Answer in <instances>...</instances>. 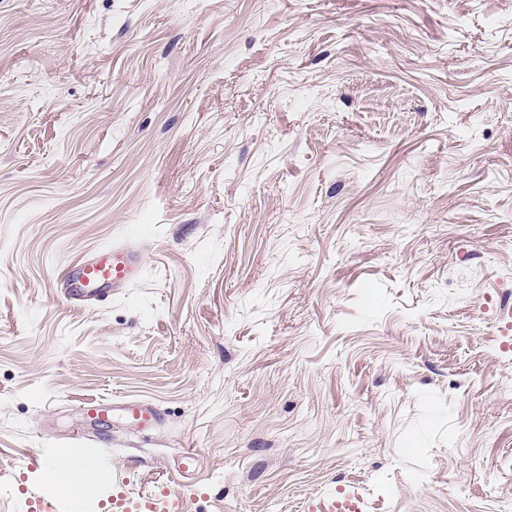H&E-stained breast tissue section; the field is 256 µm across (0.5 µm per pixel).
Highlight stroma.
I'll return each instance as SVG.
<instances>
[{"label": "stroma", "mask_w": 512, "mask_h": 512, "mask_svg": "<svg viewBox=\"0 0 512 512\" xmlns=\"http://www.w3.org/2000/svg\"><path fill=\"white\" fill-rule=\"evenodd\" d=\"M511 299L512 0H0V512H512ZM141 256L128 246L104 247L96 255L60 270L55 283L70 305L85 307L111 301L118 288H126L138 276ZM112 286V288H110ZM121 410L137 425L144 426L159 420V414L152 406L136 400L121 403ZM56 459H50L43 456H38L32 459L31 468L40 470L45 474H49L56 465ZM74 483L71 478V470L67 465L57 466L45 487L48 491L53 492L61 486ZM124 481L115 484L112 495L113 512H187L188 500L173 496L167 489L156 491L149 497L137 498L123 490Z\"/></svg>", "instance_id": "obj_1"}]
</instances>
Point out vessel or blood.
I'll return each mask as SVG.
<instances>
[{"instance_id":"1","label":"vessel or blood","mask_w":512,"mask_h":512,"mask_svg":"<svg viewBox=\"0 0 512 512\" xmlns=\"http://www.w3.org/2000/svg\"><path fill=\"white\" fill-rule=\"evenodd\" d=\"M141 256L137 249L113 246L97 249L94 256L60 270L56 281L62 298L75 307H85L111 300L115 289L127 287L138 276ZM121 409L137 425L158 421L155 408L136 400L122 403ZM112 512H188L185 499L162 489L144 498L116 490Z\"/></svg>"}]
</instances>
